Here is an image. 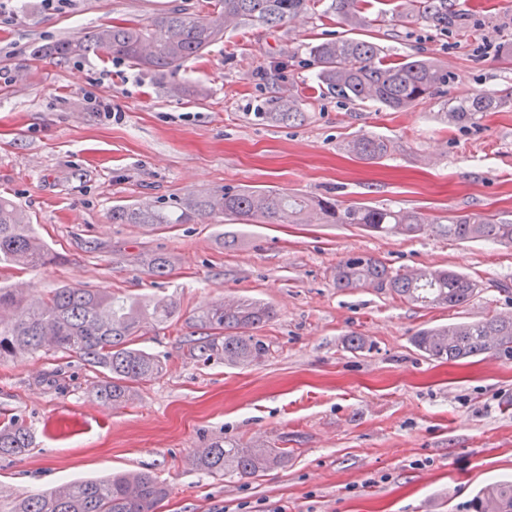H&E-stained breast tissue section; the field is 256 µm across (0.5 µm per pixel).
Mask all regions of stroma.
Here are the masks:
<instances>
[{"label":"stroma","instance_id":"35a3bbf8","mask_svg":"<svg viewBox=\"0 0 512 512\" xmlns=\"http://www.w3.org/2000/svg\"><path fill=\"white\" fill-rule=\"evenodd\" d=\"M203 0H0V196L27 213L58 254L29 274L42 291L108 288L174 301L177 315L139 339L163 364L114 406L97 399L100 374L76 356L42 351L0 364V424L23 423L32 445L0 457V485L37 494L62 482L141 471L165 483L155 512H469L482 486L512 480V359L456 363L423 356V328L512 312V247L424 230L379 235L353 224H116L117 205L172 204L224 187L406 209L428 221L456 215L512 219V0L486 8L448 0L458 24L405 21L404 0H366L362 34L398 62L418 56L453 78L445 94L406 112L320 93L312 44L346 28L324 0L280 27L237 25L202 57L157 76L96 55L59 62L37 48L99 26L146 19ZM490 39L498 53L476 46ZM507 97L462 129L449 99ZM304 121L259 119L281 95ZM96 103H87V96ZM113 117H105L104 104ZM386 140L364 161L342 146ZM163 253L162 278L146 265ZM369 254L391 271L448 268L478 293L455 307H421L388 290H339L332 271ZM268 303L259 363L229 365L194 348L192 318L225 293ZM366 347L348 349L347 337ZM222 438L288 451L257 478L188 468L193 449Z\"/></svg>","mask_w":512,"mask_h":512}]
</instances>
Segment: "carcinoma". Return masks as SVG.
<instances>
[{
    "instance_id": "obj_1",
    "label": "carcinoma",
    "mask_w": 512,
    "mask_h": 512,
    "mask_svg": "<svg viewBox=\"0 0 512 512\" xmlns=\"http://www.w3.org/2000/svg\"><path fill=\"white\" fill-rule=\"evenodd\" d=\"M313 0H210L200 9L174 6L145 22L128 21L103 26L80 38L38 49L59 61L102 52L137 68L163 74L206 53L224 37L228 25L249 23L268 28L288 24L311 9ZM362 0H331L330 11L355 31L361 26ZM407 15L416 23L444 28L453 21L448 0H406ZM317 65L318 87L323 95L358 103H377L395 112L413 108L437 95L452 77L444 67L421 59L388 62L379 46L362 37L345 35L309 47ZM501 99L487 92L455 98L445 113L448 122L475 125L486 112L496 111ZM258 117L286 123L302 117L301 102L282 97ZM359 159H378L388 152L387 141L356 135L344 145ZM214 215L228 221L258 224H357L382 234L416 235L426 220L417 212L364 204L341 209L329 198L302 199L275 189L226 187L183 199L172 206L121 205L112 208V223L158 227L191 224ZM434 232L462 241H491L512 246V222L480 215H460L446 224H433ZM57 255L37 235L26 214L0 199V264L33 271ZM152 275L168 274L171 261L164 254L148 262ZM336 287L387 288L404 300L426 306L457 307L468 303L478 284L452 269L392 272L370 255L353 254L336 265ZM177 306L164 300L138 296L120 297L93 288L61 286L45 295L30 297L16 288H0V364L43 350L78 356L104 375L94 385L95 395L121 404L130 399L133 385L156 378L161 361L136 347L144 328L170 321ZM273 317L272 309L256 300L243 299L226 307L214 304L198 312L196 326L211 346H220L229 364L258 363L268 346L252 331ZM424 356L458 361L488 354H512V317L461 322L425 328L413 337ZM27 428L13 421L0 427V456H13L29 447ZM287 462L280 448L241 446L216 440L196 459L207 474L257 477ZM168 489L146 474L125 473L102 480L72 481L38 496L16 497L10 512H153ZM473 512H512V482L480 489L471 500Z\"/></svg>"
}]
</instances>
